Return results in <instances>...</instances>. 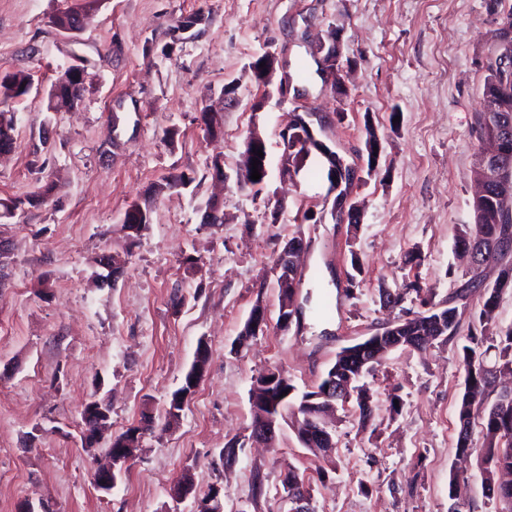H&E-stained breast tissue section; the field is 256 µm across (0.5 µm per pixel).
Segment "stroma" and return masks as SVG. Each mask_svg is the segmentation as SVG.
<instances>
[{"label": "stroma", "mask_w": 512, "mask_h": 512, "mask_svg": "<svg viewBox=\"0 0 512 512\" xmlns=\"http://www.w3.org/2000/svg\"><path fill=\"white\" fill-rule=\"evenodd\" d=\"M82 3L83 28L63 32L52 19L67 0H0V78L23 73L32 84L0 107L16 139L0 154V198L21 201L0 218V512L42 500L53 512H190V502L169 494L186 470L197 493L223 488L224 512H289L281 480L290 470L311 485L315 512H448L453 474L467 478L474 512H489L478 456L463 461L456 452L458 350L479 326L476 295L459 307L453 340L395 351L367 376L376 404L369 426L359 427L352 407L338 410L335 463L325 474L290 427L270 447L248 439L256 375L278 366L298 391L314 389L343 346L445 303L471 277L456 241L474 221L475 127L495 27L488 0ZM197 13L204 23L172 43L169 28ZM334 34L343 96L316 73L318 45ZM269 45L280 63L262 87L249 65ZM71 65L83 72L82 103L51 111V83ZM285 79L293 92L283 100ZM212 104L222 122L216 139L198 121ZM297 110L311 113L319 137L354 169L358 228L334 211L319 154L282 183L279 130ZM370 127L381 143L371 176ZM253 130L268 147L259 194L220 185L211 167L218 158L234 173ZM181 172L192 183L166 187ZM47 182L53 192L27 204ZM216 196L224 221L203 223ZM144 200L153 221L134 238L124 214ZM295 236L307 246L299 314L282 332L271 260ZM103 252L124 267L114 286L98 288L93 261ZM352 275L359 286L350 295ZM414 282L422 296L381 305L379 286ZM258 304L268 327L235 349ZM202 340L208 369L179 425H155L112 492L94 489L110 437L138 425L144 409L163 417ZM93 400L112 412L104 438L87 448L79 424ZM235 437L247 441L237 462L214 469Z\"/></svg>", "instance_id": "obj_1"}]
</instances>
